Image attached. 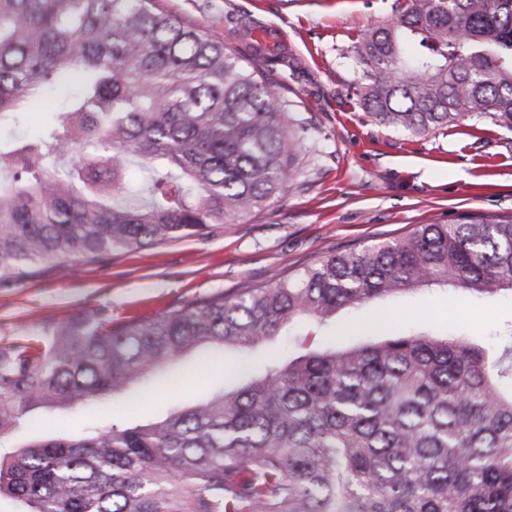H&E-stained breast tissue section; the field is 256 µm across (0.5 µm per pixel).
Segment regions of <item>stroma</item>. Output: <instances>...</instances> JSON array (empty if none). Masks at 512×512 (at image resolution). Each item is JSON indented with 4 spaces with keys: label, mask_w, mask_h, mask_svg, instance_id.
<instances>
[{
    "label": "stroma",
    "mask_w": 512,
    "mask_h": 512,
    "mask_svg": "<svg viewBox=\"0 0 512 512\" xmlns=\"http://www.w3.org/2000/svg\"><path fill=\"white\" fill-rule=\"evenodd\" d=\"M263 70L246 25L286 33L288 52L273 76L300 147L293 185L259 211L204 234L137 250L115 251L68 271L36 267L0 285V341L74 314L110 310L115 321L148 318L173 306L285 275L331 251L403 236L419 224L512 215V131L471 118L422 134L386 127L363 112L359 36L395 17L396 0H161ZM394 326L442 329L455 324L492 344L512 323V300L478 302L443 288L338 312L343 345L381 337L376 314ZM243 352L193 353L128 396L53 413V430L70 434L110 419L144 424L222 387Z\"/></svg>",
    "instance_id": "35a3bbf8"
}]
</instances>
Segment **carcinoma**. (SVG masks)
Wrapping results in <instances>:
<instances>
[{
    "mask_svg": "<svg viewBox=\"0 0 512 512\" xmlns=\"http://www.w3.org/2000/svg\"><path fill=\"white\" fill-rule=\"evenodd\" d=\"M362 110L413 134L463 118L512 130V0H405L354 45ZM270 73L158 0H0V284L193 237L291 185L297 130ZM156 174L127 191L131 160ZM432 286L512 297V215L419 224L227 299L112 324L98 309L0 344V437L149 381L208 349L256 354L148 424L50 427L0 454L11 512H512V327L336 349V313ZM306 322L286 352L264 345Z\"/></svg>",
    "mask_w": 512,
    "mask_h": 512,
    "instance_id": "cac0c4a2",
    "label": "carcinoma"
}]
</instances>
